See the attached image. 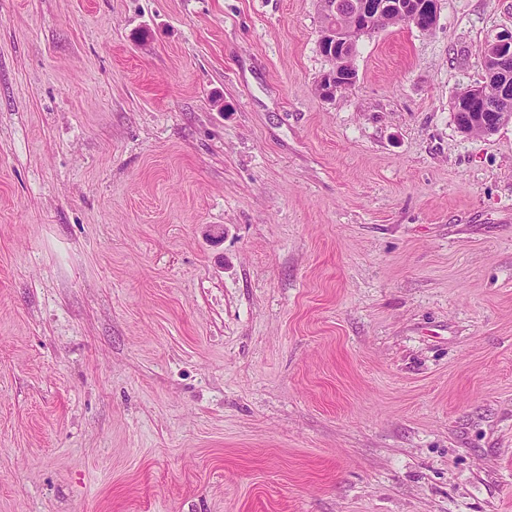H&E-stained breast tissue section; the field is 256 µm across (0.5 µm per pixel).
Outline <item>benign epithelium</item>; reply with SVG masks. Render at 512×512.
Masks as SVG:
<instances>
[{
  "instance_id": "1",
  "label": "benign epithelium",
  "mask_w": 512,
  "mask_h": 512,
  "mask_svg": "<svg viewBox=\"0 0 512 512\" xmlns=\"http://www.w3.org/2000/svg\"><path fill=\"white\" fill-rule=\"evenodd\" d=\"M325 21L321 29L319 43L325 56L333 60L331 70L323 75L318 87L324 98L331 99L355 85L356 71L340 65V59L353 53L360 38L373 26L375 19L382 13L402 17L407 23L421 31H430L433 26L426 25L422 17L431 20L437 17V0H353V12L346 25L333 24V17H341V0H322ZM491 55L482 58L483 76L481 80L466 87L463 98L452 102L453 112L457 115L476 116L487 93L488 85L501 66L512 61V30L500 31L486 39Z\"/></svg>"
}]
</instances>
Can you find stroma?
<instances>
[{
  "label": "stroma",
  "mask_w": 512,
  "mask_h": 512,
  "mask_svg": "<svg viewBox=\"0 0 512 512\" xmlns=\"http://www.w3.org/2000/svg\"><path fill=\"white\" fill-rule=\"evenodd\" d=\"M321 27L0 0V512H512V0ZM325 21L321 29L319 43L325 56L333 60L331 70L323 75L318 87L322 97L332 99L337 95L349 90L357 80L356 71L352 68L339 66L342 58L347 54L351 55L360 38L365 36L373 26L378 17L374 30L370 34L384 29L386 26L403 22L392 14L402 17L406 23L413 25L421 31L433 29L437 17V0H353V12L349 15V23L340 25L338 19L341 17V0H322ZM336 15V25L332 23ZM422 16L432 20L427 26L422 21ZM352 56L349 62L352 65ZM485 45L491 49L489 57L482 58L483 76L481 80L466 87L464 98H454L452 102L455 115L478 116L479 110L487 93L488 85L501 66L512 61V30H503L486 39ZM506 76H498L492 84L494 91L493 108L485 112V118L494 124L500 116L496 112H507L512 115V63L505 65ZM499 79V80H498ZM505 87L503 88V85ZM502 91V94L499 91Z\"/></svg>",
  "instance_id": "stroma-1"
}]
</instances>
